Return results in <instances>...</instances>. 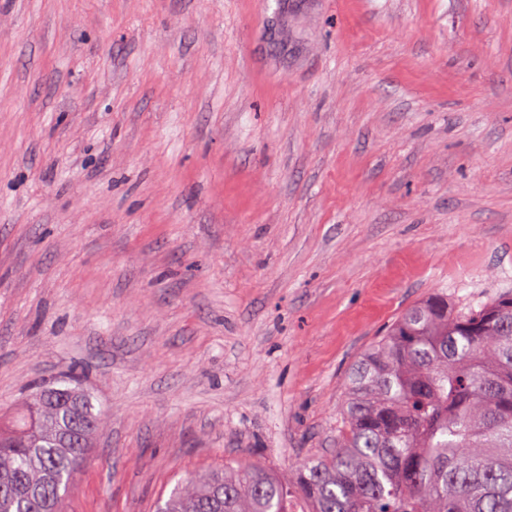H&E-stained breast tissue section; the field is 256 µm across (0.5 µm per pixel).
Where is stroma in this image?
Listing matches in <instances>:
<instances>
[{
	"label": "stroma",
	"mask_w": 512,
	"mask_h": 512,
	"mask_svg": "<svg viewBox=\"0 0 512 512\" xmlns=\"http://www.w3.org/2000/svg\"><path fill=\"white\" fill-rule=\"evenodd\" d=\"M438 290L512 292V0H0V413L110 416L66 512L294 479Z\"/></svg>",
	"instance_id": "obj_1"
}]
</instances>
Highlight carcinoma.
<instances>
[{
    "instance_id": "cac0c4a2",
    "label": "carcinoma",
    "mask_w": 512,
    "mask_h": 512,
    "mask_svg": "<svg viewBox=\"0 0 512 512\" xmlns=\"http://www.w3.org/2000/svg\"><path fill=\"white\" fill-rule=\"evenodd\" d=\"M339 446L296 467V487L228 460L176 480L155 512H512V294L466 310L437 291L351 365ZM109 416L67 378L0 426V512H61Z\"/></svg>"
}]
</instances>
